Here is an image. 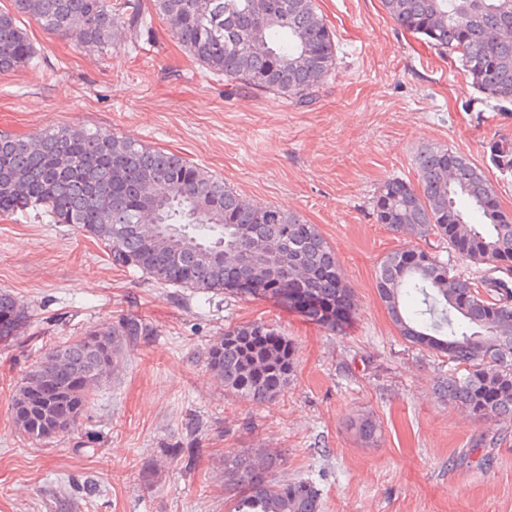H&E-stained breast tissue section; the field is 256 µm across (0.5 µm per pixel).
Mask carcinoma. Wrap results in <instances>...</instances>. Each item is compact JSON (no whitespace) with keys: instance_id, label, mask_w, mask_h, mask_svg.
<instances>
[{"instance_id":"carcinoma-1","label":"carcinoma","mask_w":512,"mask_h":512,"mask_svg":"<svg viewBox=\"0 0 512 512\" xmlns=\"http://www.w3.org/2000/svg\"><path fill=\"white\" fill-rule=\"evenodd\" d=\"M171 35L213 77L254 94L312 101L336 66L334 34L314 0H150ZM403 30L457 54L471 84L512 104V0H382ZM50 34L76 28L89 48L150 32L143 0H11L0 10V73L37 66L21 19ZM493 165L512 172V144L489 145ZM418 185L393 179L374 201L376 221L394 232L434 235L474 265L512 266V214L500 208L484 172L462 154L427 148ZM46 214L104 244L112 264L191 291L272 299L341 332L354 294L336 253L300 214L244 199L185 157L109 131L69 125L26 137L0 134V216ZM381 302L402 339L453 367L438 393L478 420L512 416V283L467 282L418 247L385 255L376 274ZM32 313L0 290V342L23 335ZM153 328L130 316L49 347L21 378L16 426L41 441L64 433L91 391L118 366L123 345ZM295 348L263 322L224 330L205 351L215 381L253 404L274 400L294 372ZM365 441L376 422L351 423ZM280 460L262 448L224 454L229 512H322L310 481L280 480Z\"/></svg>"}]
</instances>
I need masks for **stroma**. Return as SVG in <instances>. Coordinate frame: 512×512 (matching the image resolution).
Returning a JSON list of instances; mask_svg holds the SVG:
<instances>
[{"mask_svg":"<svg viewBox=\"0 0 512 512\" xmlns=\"http://www.w3.org/2000/svg\"><path fill=\"white\" fill-rule=\"evenodd\" d=\"M315 3L336 67L308 104L204 75L157 17L149 37L103 52L25 20L43 66L0 73V133L108 130L299 213L335 251L355 314L336 335L271 300L196 294L113 267L72 225L0 217V289L35 314L0 347V512H227L222 465L234 448L274 449L278 478L314 482L323 512H512V421L448 404L434 386L447 364L406 344L376 290L380 260L404 247L438 253L464 279L482 269L436 237L390 231L373 211L385 181L417 182L419 153L445 146L483 169L512 213V175L489 152L512 143V104L489 101L455 56L399 28L381 0ZM125 315L154 333L124 345L90 409L51 440L16 429L15 386L46 348ZM253 321L295 346L290 384L265 405L224 392L204 363L225 328ZM361 415L378 426L368 443L351 426ZM177 448L200 449L196 469Z\"/></svg>","mask_w":512,"mask_h":512,"instance_id":"1","label":"stroma"}]
</instances>
